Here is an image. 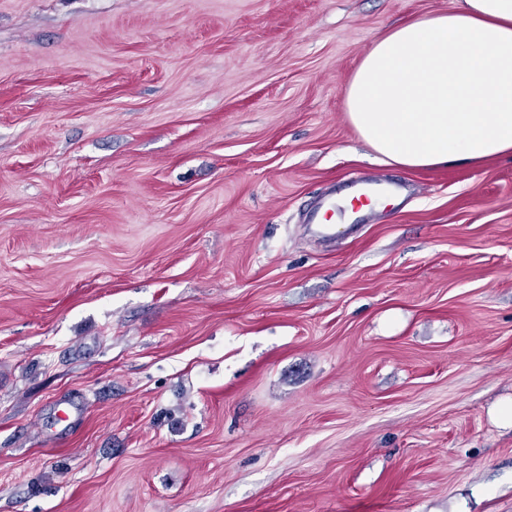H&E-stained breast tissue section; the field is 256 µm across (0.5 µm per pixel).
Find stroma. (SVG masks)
Instances as JSON below:
<instances>
[{
    "instance_id": "35a3bbf8",
    "label": "stroma",
    "mask_w": 512,
    "mask_h": 512,
    "mask_svg": "<svg viewBox=\"0 0 512 512\" xmlns=\"http://www.w3.org/2000/svg\"><path fill=\"white\" fill-rule=\"evenodd\" d=\"M457 4L0 0V512H512V157L381 163L343 99ZM347 194L341 202L336 199L317 206L309 213L308 224H319V232L328 234V225L331 224L336 210L341 215L346 213L360 214L371 210L375 201L382 195L400 196L404 186L396 181L387 179L384 173H379L368 180H359L356 174H351L348 179Z\"/></svg>"
}]
</instances>
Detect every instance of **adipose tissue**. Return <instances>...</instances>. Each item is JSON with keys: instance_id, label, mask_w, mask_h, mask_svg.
<instances>
[{"instance_id": "1", "label": "adipose tissue", "mask_w": 512, "mask_h": 512, "mask_svg": "<svg viewBox=\"0 0 512 512\" xmlns=\"http://www.w3.org/2000/svg\"><path fill=\"white\" fill-rule=\"evenodd\" d=\"M383 159L413 170L512 156V0H459L375 40L344 88Z\"/></svg>"}]
</instances>
